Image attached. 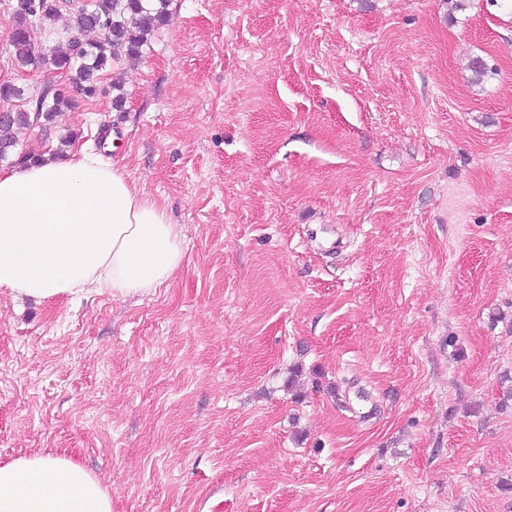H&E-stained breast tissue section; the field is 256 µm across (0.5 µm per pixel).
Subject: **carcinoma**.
<instances>
[{
    "label": "carcinoma",
    "instance_id": "cac0c4a2",
    "mask_svg": "<svg viewBox=\"0 0 512 512\" xmlns=\"http://www.w3.org/2000/svg\"><path fill=\"white\" fill-rule=\"evenodd\" d=\"M29 2L11 0L8 4L16 21L13 57L21 67L48 60L67 82L63 90L53 88L51 82L44 84L40 99L24 87L0 83V101L20 102L13 119L0 127V162L18 165L41 161L43 156L17 152L16 131L53 123L58 113L76 105L77 96L98 93L101 71L141 57L153 32L166 22L170 0H84L73 9L71 22L62 32L52 28L60 12L47 7L36 18ZM37 30L54 38V44L47 48L38 42Z\"/></svg>",
    "mask_w": 512,
    "mask_h": 512
}]
</instances>
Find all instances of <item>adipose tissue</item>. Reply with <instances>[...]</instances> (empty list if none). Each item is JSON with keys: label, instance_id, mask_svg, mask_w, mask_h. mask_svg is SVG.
Masks as SVG:
<instances>
[{"label": "adipose tissue", "instance_id": "obj_1", "mask_svg": "<svg viewBox=\"0 0 512 512\" xmlns=\"http://www.w3.org/2000/svg\"><path fill=\"white\" fill-rule=\"evenodd\" d=\"M181 231L123 169L84 149L0 174V290L49 301L157 288L182 264ZM0 512H112L66 453L0 462Z\"/></svg>", "mask_w": 512, "mask_h": 512}]
</instances>
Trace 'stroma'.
Listing matches in <instances>:
<instances>
[{"instance_id":"stroma-1","label":"stroma","mask_w":512,"mask_h":512,"mask_svg":"<svg viewBox=\"0 0 512 512\" xmlns=\"http://www.w3.org/2000/svg\"><path fill=\"white\" fill-rule=\"evenodd\" d=\"M120 75L18 147L123 167L184 260L0 293V462L67 453L112 512H512V8L171 0Z\"/></svg>"}]
</instances>
